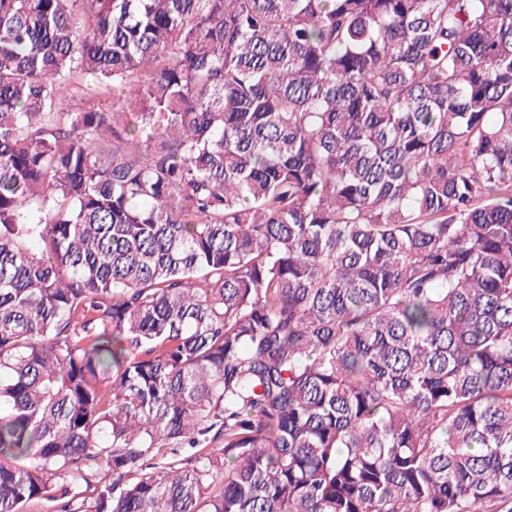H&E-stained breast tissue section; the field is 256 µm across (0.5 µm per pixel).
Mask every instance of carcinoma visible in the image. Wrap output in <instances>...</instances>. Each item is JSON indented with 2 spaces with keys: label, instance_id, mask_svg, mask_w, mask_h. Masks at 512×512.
<instances>
[{
  "label": "carcinoma",
  "instance_id": "obj_1",
  "mask_svg": "<svg viewBox=\"0 0 512 512\" xmlns=\"http://www.w3.org/2000/svg\"><path fill=\"white\" fill-rule=\"evenodd\" d=\"M34 501L512 512V0H0Z\"/></svg>",
  "mask_w": 512,
  "mask_h": 512
}]
</instances>
